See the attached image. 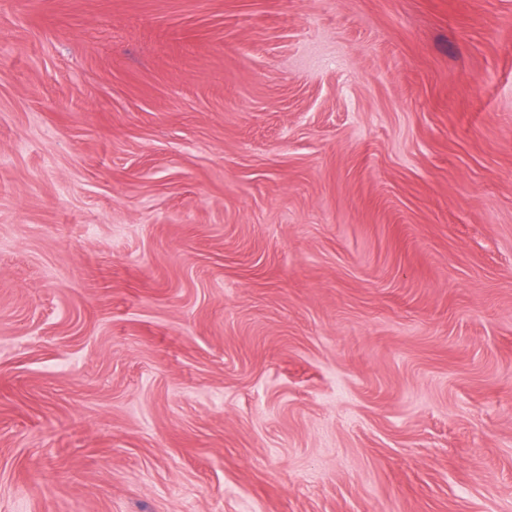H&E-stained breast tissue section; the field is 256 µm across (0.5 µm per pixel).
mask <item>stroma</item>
Here are the masks:
<instances>
[{"label":"stroma","mask_w":512,"mask_h":512,"mask_svg":"<svg viewBox=\"0 0 512 512\" xmlns=\"http://www.w3.org/2000/svg\"><path fill=\"white\" fill-rule=\"evenodd\" d=\"M0 512H512V0H0Z\"/></svg>","instance_id":"35a3bbf8"}]
</instances>
